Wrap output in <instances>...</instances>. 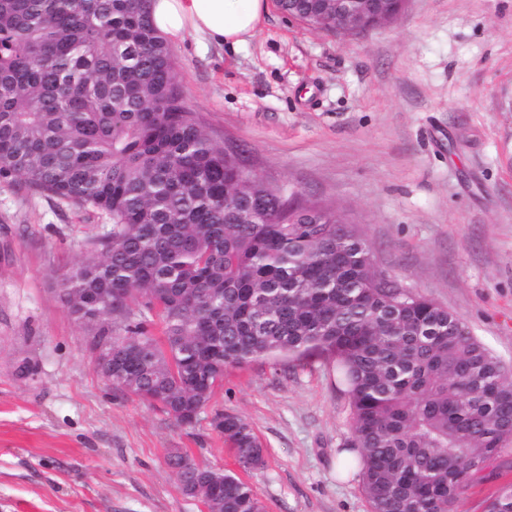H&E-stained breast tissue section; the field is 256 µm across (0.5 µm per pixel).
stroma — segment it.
Instances as JSON below:
<instances>
[{"mask_svg": "<svg viewBox=\"0 0 512 512\" xmlns=\"http://www.w3.org/2000/svg\"><path fill=\"white\" fill-rule=\"evenodd\" d=\"M186 107L249 174L336 212L379 268L455 314L512 371V0H409L359 36L270 7L236 49L172 43ZM104 214L0 178V512H205L167 460L236 469L213 427L250 422L265 512H371L337 459L352 416L324 362L226 367L193 424L113 390L59 281ZM512 485V440L458 512Z\"/></svg>", "mask_w": 512, "mask_h": 512, "instance_id": "obj_1", "label": "stroma"}]
</instances>
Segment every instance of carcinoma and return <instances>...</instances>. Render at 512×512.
I'll list each match as a JSON object with an SVG mask.
<instances>
[{"instance_id":"carcinoma-1","label":"carcinoma","mask_w":512,"mask_h":512,"mask_svg":"<svg viewBox=\"0 0 512 512\" xmlns=\"http://www.w3.org/2000/svg\"><path fill=\"white\" fill-rule=\"evenodd\" d=\"M315 0H276L304 17ZM151 0H0V178L111 221L61 279L114 350L112 387L167 414L213 397L224 369L323 359L347 397L371 512H457L512 437V378L462 321L378 268L357 229L304 224L244 173L183 102ZM160 311L163 339L147 330ZM244 470L263 448L223 416ZM180 488L264 512L227 469L171 455ZM485 512H512V485Z\"/></svg>"}]
</instances>
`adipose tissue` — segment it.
Returning a JSON list of instances; mask_svg holds the SVG:
<instances>
[{"label": "adipose tissue", "mask_w": 512, "mask_h": 512, "mask_svg": "<svg viewBox=\"0 0 512 512\" xmlns=\"http://www.w3.org/2000/svg\"><path fill=\"white\" fill-rule=\"evenodd\" d=\"M268 13V0H152L151 16L167 39L187 34L210 43L241 47L255 36Z\"/></svg>", "instance_id": "1"}]
</instances>
